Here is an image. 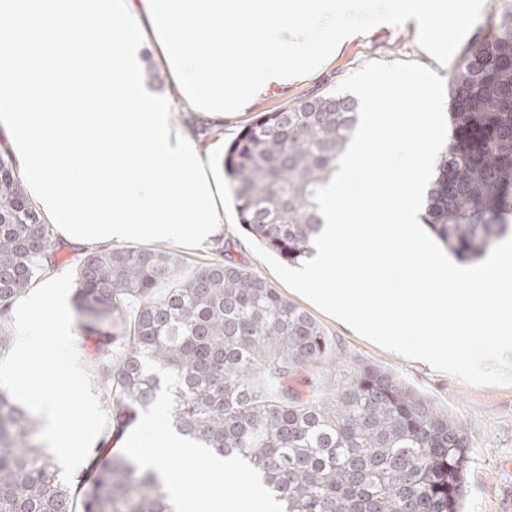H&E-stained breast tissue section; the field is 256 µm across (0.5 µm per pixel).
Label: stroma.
<instances>
[{
	"label": "stroma",
	"mask_w": 512,
	"mask_h": 512,
	"mask_svg": "<svg viewBox=\"0 0 512 512\" xmlns=\"http://www.w3.org/2000/svg\"><path fill=\"white\" fill-rule=\"evenodd\" d=\"M494 5V0H482L481 9L469 29L449 38L442 51L445 61L440 65L420 49L419 39L411 26L395 23L381 30H364L360 37L337 53L323 73L303 77L288 88L273 92L256 103L252 111L225 117V142L237 138L253 113L272 112L304 98L336 91L346 78L372 61H414L434 69L440 77H448L462 48L480 41L487 33ZM224 209V238L233 243L236 257L245 261L252 274L277 287L322 324L340 352L336 371L366 366L387 369L461 424L473 452L466 512H512V386L469 385L452 375L425 369L364 338L283 284L247 243L232 197H225Z\"/></svg>",
	"instance_id": "1"
}]
</instances>
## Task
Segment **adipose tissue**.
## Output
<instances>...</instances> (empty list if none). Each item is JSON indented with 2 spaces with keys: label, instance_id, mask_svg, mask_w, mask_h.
I'll return each instance as SVG.
<instances>
[{
  "label": "adipose tissue",
  "instance_id": "1",
  "mask_svg": "<svg viewBox=\"0 0 512 512\" xmlns=\"http://www.w3.org/2000/svg\"><path fill=\"white\" fill-rule=\"evenodd\" d=\"M171 88L170 127L194 142L216 201L224 141L215 129L274 88L320 72L366 24L400 21L436 45L465 29L477 0H126ZM138 462L166 484L175 512H277L260 485L240 487L236 464L197 448L161 415L141 432ZM174 450L181 467L166 455ZM206 474L204 487L190 476Z\"/></svg>",
  "mask_w": 512,
  "mask_h": 512
}]
</instances>
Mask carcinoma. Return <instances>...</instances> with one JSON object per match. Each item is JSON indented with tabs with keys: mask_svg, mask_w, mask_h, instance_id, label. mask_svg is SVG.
I'll return each instance as SVG.
<instances>
[{
	"mask_svg": "<svg viewBox=\"0 0 512 512\" xmlns=\"http://www.w3.org/2000/svg\"><path fill=\"white\" fill-rule=\"evenodd\" d=\"M490 26L448 79L453 134L421 215L462 263L483 258L512 218L509 0L494 7ZM358 122V102L341 93L258 113L224 150L242 229L289 263L309 258L322 227L315 192ZM57 250L51 225L0 158V323ZM123 299L138 308L114 336ZM75 301L114 440L162 393L176 430L251 467L281 512H463L471 445L457 421L377 367L301 389L298 376L326 372L336 346L230 246L224 262L188 278L171 251L94 249L79 266ZM31 423L1 389L0 512H75L77 494L82 512H172L159 475L105 441L65 483L33 443Z\"/></svg>",
	"mask_w": 512,
	"mask_h": 512,
	"instance_id": "carcinoma-1",
	"label": "carcinoma"
}]
</instances>
